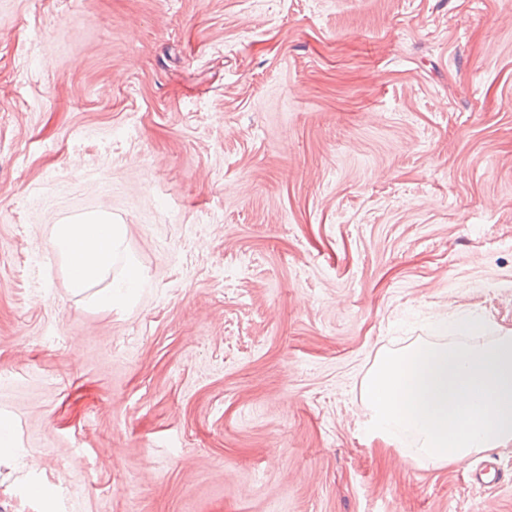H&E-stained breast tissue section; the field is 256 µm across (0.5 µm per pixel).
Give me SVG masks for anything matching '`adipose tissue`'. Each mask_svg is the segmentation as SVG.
<instances>
[{"label": "adipose tissue", "mask_w": 512, "mask_h": 512, "mask_svg": "<svg viewBox=\"0 0 512 512\" xmlns=\"http://www.w3.org/2000/svg\"><path fill=\"white\" fill-rule=\"evenodd\" d=\"M53 244L72 262L70 292L87 296L97 308L129 303L141 285L142 275L126 251L123 227L113 223L109 214L97 213L58 225Z\"/></svg>", "instance_id": "obj_1"}]
</instances>
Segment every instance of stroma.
<instances>
[{
	"label": "stroma",
	"instance_id": "1",
	"mask_svg": "<svg viewBox=\"0 0 512 512\" xmlns=\"http://www.w3.org/2000/svg\"><path fill=\"white\" fill-rule=\"evenodd\" d=\"M105 212L145 284L73 295ZM512 331V0H0V512H512L368 430L379 349ZM53 244L72 268L67 274L70 292L76 296L86 294L89 303L97 308L125 305L132 300L135 288L141 286V272L126 251L123 225L112 224V217L107 213L59 224ZM120 260L124 262L122 269L112 276ZM103 283L102 288L88 294Z\"/></svg>",
	"mask_w": 512,
	"mask_h": 512
}]
</instances>
